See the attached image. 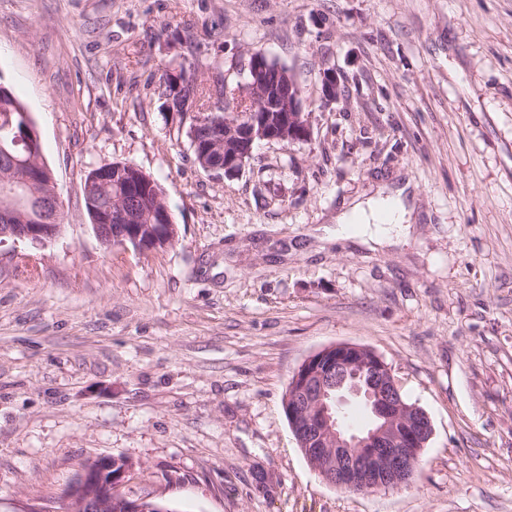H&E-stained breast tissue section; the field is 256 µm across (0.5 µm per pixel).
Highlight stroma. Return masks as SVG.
I'll return each instance as SVG.
<instances>
[{"label":"stroma","instance_id":"stroma-1","mask_svg":"<svg viewBox=\"0 0 512 512\" xmlns=\"http://www.w3.org/2000/svg\"><path fill=\"white\" fill-rule=\"evenodd\" d=\"M257 50L310 136L218 178L160 82L185 63L233 86ZM0 83L64 207L57 240L0 246V512L100 454L176 512H512V0H0ZM113 162L160 184L175 245L99 242L81 185ZM406 180L403 236L337 237ZM340 342L431 420L408 487L334 488L288 425L293 373Z\"/></svg>","mask_w":512,"mask_h":512}]
</instances>
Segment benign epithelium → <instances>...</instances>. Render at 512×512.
<instances>
[{
  "instance_id": "obj_1",
  "label": "benign epithelium",
  "mask_w": 512,
  "mask_h": 512,
  "mask_svg": "<svg viewBox=\"0 0 512 512\" xmlns=\"http://www.w3.org/2000/svg\"><path fill=\"white\" fill-rule=\"evenodd\" d=\"M245 73L251 78L244 87L251 92L253 111L241 120L235 113L219 117L204 111L195 116L190 131L198 164L208 172L238 174L253 156L258 141H296L310 135L299 86L279 69L273 70L262 53L251 54ZM196 84V78L177 80L168 97L173 112L181 110L182 87ZM325 101L339 93L336 73L322 72ZM15 176L0 179V246H42L57 238L62 225L54 223L61 198L52 173L40 190L34 186L45 171L42 156H13ZM88 177L114 180L125 189V202L103 207L93 218L94 232L104 245L160 251L169 245L168 225L172 215L165 205L149 213V224L134 222L138 207L147 198L148 176L139 168L114 163L94 169ZM292 405L288 424L312 459L323 480L337 488L357 493L395 489L415 473L420 453L430 440L433 428L427 413L407 405L401 385L391 367L371 349L353 343H336L310 355L297 368L292 381ZM351 397L364 400L372 416L371 425L350 431L340 411ZM112 455L84 461L74 479L59 497L30 504L24 512H112L113 497L123 494L124 512H147L143 502L149 497H133L123 491L130 468L114 474Z\"/></svg>"
}]
</instances>
